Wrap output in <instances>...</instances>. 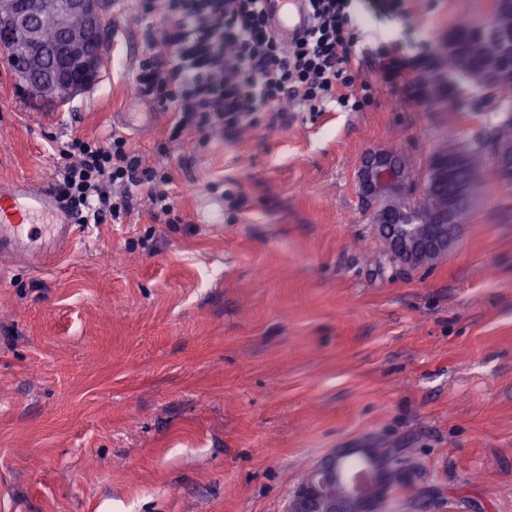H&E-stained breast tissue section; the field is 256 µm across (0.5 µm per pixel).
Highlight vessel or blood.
Masks as SVG:
<instances>
[{"label": "vessel or blood", "instance_id": "1", "mask_svg": "<svg viewBox=\"0 0 512 512\" xmlns=\"http://www.w3.org/2000/svg\"><path fill=\"white\" fill-rule=\"evenodd\" d=\"M261 7L282 41H292L309 25L306 0H261ZM43 215L52 219V248L61 254L70 250L79 218L60 200L50 182H0V264L40 253L33 225Z\"/></svg>", "mask_w": 512, "mask_h": 512}]
</instances>
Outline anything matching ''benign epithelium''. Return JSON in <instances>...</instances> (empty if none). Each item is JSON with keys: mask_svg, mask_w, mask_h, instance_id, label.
<instances>
[{"mask_svg": "<svg viewBox=\"0 0 512 512\" xmlns=\"http://www.w3.org/2000/svg\"><path fill=\"white\" fill-rule=\"evenodd\" d=\"M51 13L60 32L52 40L44 38L40 19ZM477 38L492 45L490 56L474 64L465 47L448 31V56L457 59L456 69L471 86L490 92L512 82V33H503L479 21L473 28ZM105 30L102 0H0V49L19 55L15 69L18 81L40 97L65 101L87 90L98 79L102 62ZM493 171L500 184L512 185V144L492 145ZM425 168L444 178L453 171V160L446 154H431ZM361 195L393 224L376 225L378 234L391 241L385 250L395 260L421 253L449 251L457 237L439 233L421 234L417 210H434L435 223H456V204L451 198L436 201L415 184L409 163L389 149L371 151L358 170ZM360 460L362 475L354 476L348 460ZM398 471L403 484L413 482L414 470L393 459H381L372 448H339L310 467L293 492L288 512H384L394 493L390 472Z\"/></svg>", "mask_w": 512, "mask_h": 512, "instance_id": "7a95c632", "label": "benign epithelium"}]
</instances>
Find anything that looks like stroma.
Segmentation results:
<instances>
[{"label": "stroma", "mask_w": 512, "mask_h": 512, "mask_svg": "<svg viewBox=\"0 0 512 512\" xmlns=\"http://www.w3.org/2000/svg\"><path fill=\"white\" fill-rule=\"evenodd\" d=\"M489 0H404L369 14L354 48L374 85L360 111L289 107L227 142L169 138L133 90L135 0H104L105 66L56 103L0 50V180L58 172L54 140H108L113 118L166 170L174 217L136 193L120 222L82 228L43 267H0V512H286L337 448L406 449L426 502L387 512H512V187L489 183L446 256L388 259L356 173L378 148L420 171L436 139L502 117L439 58L421 98L382 83L379 50L436 46ZM217 205L200 224V199Z\"/></svg>", "instance_id": "stroma-1"}]
</instances>
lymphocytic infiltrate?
<instances>
[{"instance_id": "1", "label": "lymphocytic infiltrate", "mask_w": 512, "mask_h": 512, "mask_svg": "<svg viewBox=\"0 0 512 512\" xmlns=\"http://www.w3.org/2000/svg\"><path fill=\"white\" fill-rule=\"evenodd\" d=\"M309 33L285 45L272 34L259 0H140L146 52L136 72V91L176 112L170 132L186 129L235 137L261 112H283L296 101L308 111L328 105L357 110L352 67L356 28L370 11L398 13L401 0H307ZM56 191L84 223L120 219L133 190L144 191L153 210L170 215V177L142 167L127 138L108 141L72 135L58 141Z\"/></svg>"}]
</instances>
